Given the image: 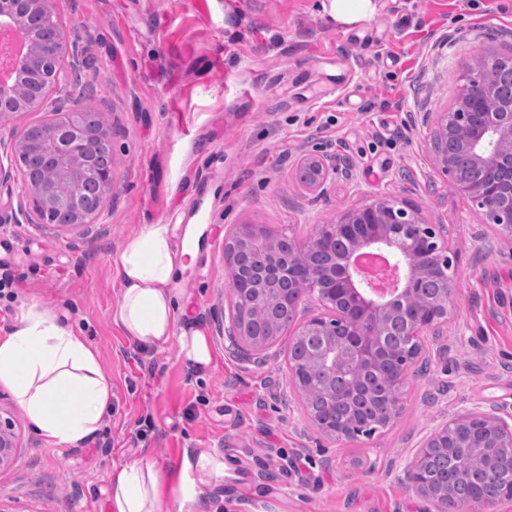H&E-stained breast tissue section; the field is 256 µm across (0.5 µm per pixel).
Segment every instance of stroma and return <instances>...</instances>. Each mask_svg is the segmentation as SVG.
I'll use <instances>...</instances> for the list:
<instances>
[{"instance_id":"1","label":"stroma","mask_w":512,"mask_h":512,"mask_svg":"<svg viewBox=\"0 0 512 512\" xmlns=\"http://www.w3.org/2000/svg\"><path fill=\"white\" fill-rule=\"evenodd\" d=\"M81 83L108 124L114 187L101 217L67 231L0 206V330L38 301L79 330L112 381L101 430L75 447L41 437L13 392L17 459L0 470V512H110L113 465L145 459L165 492L189 483L199 512H431L406 464L466 411L512 419V239L483 222L436 167L428 112L454 103L462 70L512 52V0H377L344 27L323 0H60ZM346 159L319 196L296 180L306 155ZM395 197L436 225L457 258L445 324L424 339L401 416L372 437L312 425L288 375L290 335L262 354L235 344L224 240L243 224L307 238L343 210ZM204 225L178 277L180 326L202 329L212 362L177 344L140 349L112 322V258L141 225ZM222 471L202 467L201 457Z\"/></svg>"}]
</instances>
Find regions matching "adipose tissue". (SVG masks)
<instances>
[{
    "label": "adipose tissue",
    "instance_id": "adipose-tissue-1",
    "mask_svg": "<svg viewBox=\"0 0 512 512\" xmlns=\"http://www.w3.org/2000/svg\"><path fill=\"white\" fill-rule=\"evenodd\" d=\"M173 236L171 224L142 225L114 257L122 291L112 321L145 348L177 343L187 361L205 368L212 362L205 334L176 326L174 282L195 263L197 252L177 250ZM0 385L12 390L43 437L62 446L79 445L97 433L112 404V384L91 348L36 301L22 305L12 327L0 333ZM160 481L148 461L113 466L110 512H197L193 491L165 500Z\"/></svg>",
    "mask_w": 512,
    "mask_h": 512
}]
</instances>
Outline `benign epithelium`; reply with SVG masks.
Wrapping results in <instances>:
<instances>
[{
	"label": "benign epithelium",
	"mask_w": 512,
	"mask_h": 512,
	"mask_svg": "<svg viewBox=\"0 0 512 512\" xmlns=\"http://www.w3.org/2000/svg\"><path fill=\"white\" fill-rule=\"evenodd\" d=\"M10 2L11 16L0 15V27L23 28L22 20L38 12L56 23L57 36L48 44L31 43L29 55L12 91L14 97H24L27 88L23 79L33 77L38 91L31 105L47 111L49 99L60 84L64 62L75 56V44L61 21L58 0H0ZM512 79V56L491 52L479 57L461 75L454 109L450 112H429L424 121L433 126V154L437 168L448 176L450 188L469 199L484 216L486 223L512 237V99L498 110H486L488 99L496 95L505 80ZM58 118L49 123V141L41 156L43 174L48 179L79 171L107 189L114 183L112 144L106 133L90 134L71 111L57 109ZM25 132L13 136L8 144L0 145V184L14 178L17 159L24 143ZM342 168L336 159L326 155L304 157L295 168L298 182L313 191L322 192L330 175ZM23 192L29 212L49 221L53 213H84L83 223H92L102 214L108 196L98 207L84 212V202L75 193L59 199L42 196L40 187L24 182ZM240 235L251 234L268 253L278 251V243L294 246L295 258L284 265L271 264L256 272L259 287L289 300L294 335L313 336L308 357L319 371L334 373L341 369L343 353L358 363L379 368L387 361L397 370L392 374L391 401L385 413L394 417L400 410L401 391L409 370L423 349V336L448 319V309L454 297V258L447 255L431 224L421 221L418 213L409 210L396 198H380L340 214L334 224H318L305 240L280 233L268 236L251 224L238 227ZM342 249L332 264L312 259L316 253L330 252L336 243ZM360 252L383 256L394 280L393 291H376L353 264ZM447 285L443 299L423 303L419 300L424 286L430 282ZM316 297L325 312L298 322L295 319L301 301ZM405 321L403 346L397 354L386 340L391 318ZM320 426L342 439L354 434L362 424L352 420L340 426H330L317 419ZM465 437L483 453L493 448L490 463L498 469L512 470V425L489 413H467L439 427L418 450L408 464L404 481L415 496L428 499L434 512H448V492L428 478L423 469L426 458L437 448L448 447V438ZM18 435L14 414L0 407V469L14 463Z\"/></svg>",
	"instance_id": "obj_1"
}]
</instances>
